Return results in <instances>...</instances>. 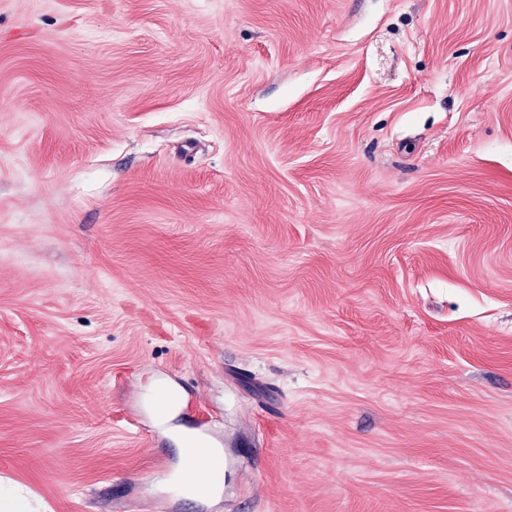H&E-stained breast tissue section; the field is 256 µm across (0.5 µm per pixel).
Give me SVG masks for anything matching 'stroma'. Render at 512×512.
<instances>
[{
  "instance_id": "obj_1",
  "label": "stroma",
  "mask_w": 512,
  "mask_h": 512,
  "mask_svg": "<svg viewBox=\"0 0 512 512\" xmlns=\"http://www.w3.org/2000/svg\"><path fill=\"white\" fill-rule=\"evenodd\" d=\"M0 483L512 512V0H0ZM176 400H180L183 404L189 400V393L174 392L168 385L163 384L156 396L155 411L159 417H164L170 411ZM189 454L200 461V465L190 477L189 483L201 491H210L214 481L223 471V457L217 454L206 443L193 444L189 448Z\"/></svg>"
}]
</instances>
